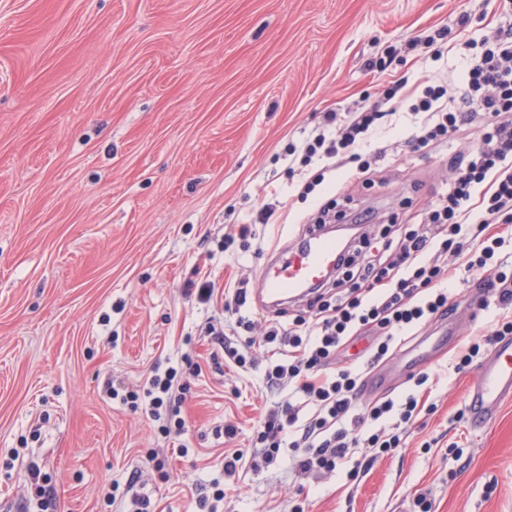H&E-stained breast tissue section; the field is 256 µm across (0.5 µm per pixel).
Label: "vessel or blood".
Returning a JSON list of instances; mask_svg holds the SVG:
<instances>
[{
    "label": "vessel or blood",
    "instance_id": "obj_1",
    "mask_svg": "<svg viewBox=\"0 0 512 512\" xmlns=\"http://www.w3.org/2000/svg\"><path fill=\"white\" fill-rule=\"evenodd\" d=\"M341 245L319 231L301 227L294 246L271 257L262 270L264 287L256 298L259 308L271 312L323 283L338 261ZM512 398V338L497 343L482 367L478 381L470 388L469 409L475 423L495 418L506 399Z\"/></svg>",
    "mask_w": 512,
    "mask_h": 512
}]
</instances>
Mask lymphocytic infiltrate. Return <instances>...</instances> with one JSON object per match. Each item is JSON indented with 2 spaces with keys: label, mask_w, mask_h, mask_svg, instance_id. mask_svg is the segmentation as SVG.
Here are the masks:
<instances>
[{
  "label": "lymphocytic infiltrate",
  "mask_w": 512,
  "mask_h": 512,
  "mask_svg": "<svg viewBox=\"0 0 512 512\" xmlns=\"http://www.w3.org/2000/svg\"><path fill=\"white\" fill-rule=\"evenodd\" d=\"M385 102H406L411 111L425 114L410 140L413 149L447 142L473 122L481 125V143L467 157L452 161L451 182L426 208V229L404 224L398 242L383 239V250L391 254L385 262L358 265L342 254L337 267L346 273V293L332 303L315 294L313 322L300 317L266 328L263 345L276 356L266 370L267 382L288 390L293 399L269 411L256 430L254 445L261 450L265 468L277 465L282 448L290 447L297 471L343 468L354 479L374 459L404 447L409 425L420 412L416 396L358 410L361 374L339 364V350L353 336L374 335L369 360L375 363L401 333L446 315L444 283L452 278L451 263L467 250L469 237L496 244L500 238L490 234V226L512 224V122L505 119L512 112V28L495 29L482 40L464 96L454 97L445 85L416 92L400 78L389 83ZM381 105L360 100L346 114L326 112L330 131L313 135L299 147L301 166L331 160L370 172L373 162L363 157L361 147L385 116ZM194 368L189 362L181 370L154 369L142 391L122 395L114 390L110 396L133 407L146 401L158 434L166 439L178 436L185 428L179 410L188 390L184 373ZM359 448L366 449V456L356 457Z\"/></svg>",
  "instance_id": "1"
}]
</instances>
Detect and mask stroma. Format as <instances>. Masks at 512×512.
Returning a JSON list of instances; mask_svg holds the SVG:
<instances>
[{
	"label": "stroma",
	"instance_id": "obj_1",
	"mask_svg": "<svg viewBox=\"0 0 512 512\" xmlns=\"http://www.w3.org/2000/svg\"><path fill=\"white\" fill-rule=\"evenodd\" d=\"M510 25L512 0H0V450L20 451L0 466V512H38L32 462L56 512H129L121 488L134 474L151 512H200L198 488L215 479L221 512H293L299 501L306 512H420L422 494L431 512H512V399L481 426L468 410L490 356L482 342L505 314L484 282L512 272V224L486 268L459 267L448 333L420 367L428 382L361 390V408L413 392L427 409L405 447L355 481L300 475L288 448L278 467L255 469L256 426L288 394L268 387L262 347L254 366L215 365L205 326L224 300L184 295L200 271L223 285L246 278L242 313L264 320L254 299L269 254L335 195L346 215L374 211L370 237L420 224L478 125L415 152L405 140L420 117L399 109L364 145L381 156L368 181L351 164L295 166L287 148L322 130L325 112L382 100L391 76H461L464 51L432 62L419 49L436 30L478 40ZM389 52L387 73L366 68ZM320 173L296 199L297 182ZM266 183L294 197L292 210L254 225L248 245H225L265 204ZM469 343L482 349L455 371ZM185 355L200 373L179 437L162 439L105 392L139 389L150 368ZM227 423L246 451L230 480L217 436ZM170 445L189 453L157 469L151 450Z\"/></svg>",
	"mask_w": 512,
	"mask_h": 512
}]
</instances>
